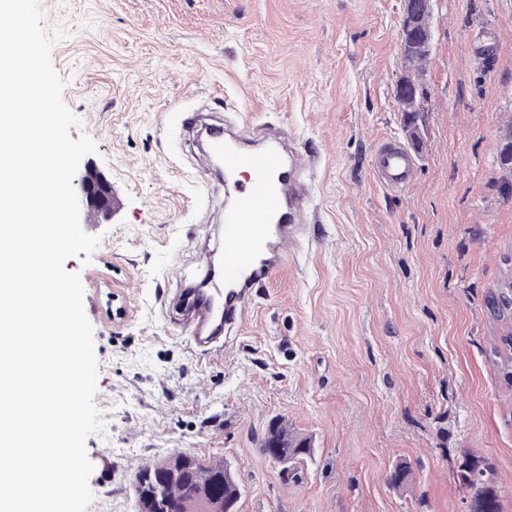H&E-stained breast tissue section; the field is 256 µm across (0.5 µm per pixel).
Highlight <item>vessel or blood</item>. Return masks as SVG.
Returning <instances> with one entry per match:
<instances>
[{"instance_id":"b4317fda","label":"vessel or blood","mask_w":512,"mask_h":512,"mask_svg":"<svg viewBox=\"0 0 512 512\" xmlns=\"http://www.w3.org/2000/svg\"><path fill=\"white\" fill-rule=\"evenodd\" d=\"M211 156L224 164V248L221 263L212 271L208 288L181 313V331L196 349L223 347L229 332L246 322L253 296L275 278L302 235L312 195L308 163L291 137L266 133L259 147L251 145L246 117L209 130ZM248 170L240 180V170ZM414 159L404 146H385L373 163L381 184L402 190L412 180Z\"/></svg>"}]
</instances>
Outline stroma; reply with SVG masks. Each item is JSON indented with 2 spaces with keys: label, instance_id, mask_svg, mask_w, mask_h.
I'll return each mask as SVG.
<instances>
[{
  "label": "stroma",
  "instance_id": "obj_1",
  "mask_svg": "<svg viewBox=\"0 0 512 512\" xmlns=\"http://www.w3.org/2000/svg\"><path fill=\"white\" fill-rule=\"evenodd\" d=\"M64 30L52 62L98 146L82 167L112 184V216L80 273L103 432L87 512H137L143 466L220 458L241 512H465L459 466L491 465L512 512V385L494 349L512 318L489 303L512 278V193L497 163L512 123V0H434L424 136L414 178L372 176L408 144L394 99L404 0H44ZM244 102L317 156L309 242L260 292L223 351H197L162 312L219 256L224 192L186 112ZM282 420L314 452L289 479L260 441ZM411 466L398 489L387 475ZM414 159L404 146L393 143L385 146L375 157L373 175L381 184L394 189L403 190L412 180Z\"/></svg>",
  "mask_w": 512,
  "mask_h": 512
}]
</instances>
